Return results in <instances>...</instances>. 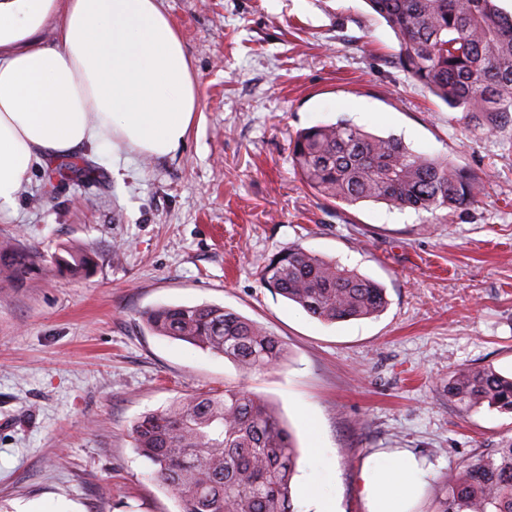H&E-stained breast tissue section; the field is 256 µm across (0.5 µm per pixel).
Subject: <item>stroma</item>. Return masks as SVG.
<instances>
[{
	"mask_svg": "<svg viewBox=\"0 0 512 512\" xmlns=\"http://www.w3.org/2000/svg\"><path fill=\"white\" fill-rule=\"evenodd\" d=\"M177 24L199 110L173 156L83 150L34 168L0 244L36 252L0 273V512H180L134 448L131 427L172 399L239 386L273 402L300 450L329 448L339 512H365L363 468L406 450L429 466L428 512L474 454L512 438V414L460 411L458 368L512 375V131L474 136L397 67V39L365 0H161ZM346 119L481 174L480 201L443 219L325 200L295 174L303 128ZM89 269H56L61 246ZM297 245L386 290L377 317L322 323L265 288V259ZM223 306L284 344L277 367L158 336L143 311Z\"/></svg>",
	"mask_w": 512,
	"mask_h": 512,
	"instance_id": "stroma-1",
	"label": "stroma"
}]
</instances>
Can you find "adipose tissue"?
I'll return each mask as SVG.
<instances>
[{
    "instance_id": "obj_1",
    "label": "adipose tissue",
    "mask_w": 512,
    "mask_h": 512,
    "mask_svg": "<svg viewBox=\"0 0 512 512\" xmlns=\"http://www.w3.org/2000/svg\"><path fill=\"white\" fill-rule=\"evenodd\" d=\"M54 25L56 40L40 37ZM198 87L160 0H0V211L47 159L90 148L113 163L185 142ZM365 464L366 512H410L427 467Z\"/></svg>"
}]
</instances>
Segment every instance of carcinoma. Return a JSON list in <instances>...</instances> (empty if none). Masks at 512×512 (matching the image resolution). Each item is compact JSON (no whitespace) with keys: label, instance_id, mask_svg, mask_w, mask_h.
Returning <instances> with one entry per match:
<instances>
[{"label":"carcinoma","instance_id":"cac0c4a2","mask_svg":"<svg viewBox=\"0 0 512 512\" xmlns=\"http://www.w3.org/2000/svg\"><path fill=\"white\" fill-rule=\"evenodd\" d=\"M497 2L367 0L397 37L398 67L485 136L512 127V15ZM291 159L312 193L348 206L371 201L435 215L471 206L485 190L483 177L446 158L342 119L297 132ZM51 262L81 273L89 256L65 247ZM31 265L24 249L0 251V267L16 277ZM261 278L324 323L372 318L388 306L379 283L299 246L269 258ZM143 319L154 334L222 355L244 373L285 359L276 336L221 306H161ZM443 392L463 412L486 404L512 413V376L491 368H461ZM131 434L181 512H293L297 448L275 407L254 393L226 386L179 396L137 420ZM431 512H512V440L470 457L439 489Z\"/></svg>","mask_w":512,"mask_h":512}]
</instances>
